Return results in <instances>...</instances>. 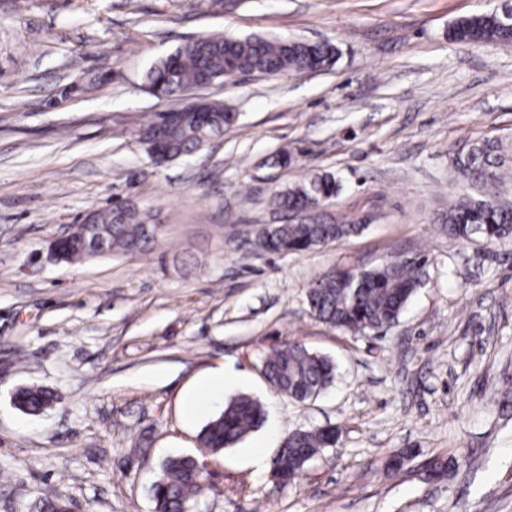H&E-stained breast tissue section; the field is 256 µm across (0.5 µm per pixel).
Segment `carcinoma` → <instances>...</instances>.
<instances>
[{"label": "carcinoma", "instance_id": "cac0c4a2", "mask_svg": "<svg viewBox=\"0 0 512 512\" xmlns=\"http://www.w3.org/2000/svg\"><path fill=\"white\" fill-rule=\"evenodd\" d=\"M448 36L453 41H485L511 47L512 3L503 0L493 10L459 19ZM338 56V47L328 40L210 34L158 59L146 71L145 79L149 84L162 85L172 97L199 85L207 75L221 82L248 73L317 71L333 66ZM206 113L224 120L226 128L237 120L236 113L224 111V105L215 100L206 103ZM217 133L218 128L202 119L177 123L168 131L169 154L181 159ZM507 162L504 148L495 140L476 142L465 154L455 157L457 172L478 194L463 196L448 207L444 222L450 236L466 240L481 237L490 244L512 238V204L500 199ZM339 188L334 175L323 174L276 193L272 206L285 214L298 212L301 219L263 228L269 237V251L306 252L361 232V224H336L326 218L323 204L335 197ZM94 214L97 231L107 240L113 255L140 254L154 242L145 230L151 219L148 209L125 202ZM93 256L94 252L74 240L67 245L65 262L77 263ZM422 276L420 262L407 265L396 259L351 272L334 269L309 288V309L318 320L354 334L388 328L399 321L408 300L421 286ZM264 371L277 391L305 400L332 384L335 365L323 355L285 341L265 358ZM52 402V393L40 386L22 387L14 395L15 405L30 415L44 413ZM264 417V407L258 400L248 395L231 398L202 427L199 442L217 453L240 442L262 424ZM287 446L289 457L307 462L333 443L327 431L316 428L292 433ZM155 486L156 512H183L184 506L204 491L202 471L192 457L168 458Z\"/></svg>", "mask_w": 512, "mask_h": 512}]
</instances>
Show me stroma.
<instances>
[{"mask_svg": "<svg viewBox=\"0 0 512 512\" xmlns=\"http://www.w3.org/2000/svg\"><path fill=\"white\" fill-rule=\"evenodd\" d=\"M499 3L0 0V512L44 499L155 512L151 486L179 454L202 466L201 512H512V241L456 240L442 222L466 192L455 157L482 139L512 147V47L448 38ZM214 32L329 40L341 57L204 89L237 123L152 166L138 132L171 103L144 74ZM324 173L341 184L330 214L366 228L301 254L258 246L274 193ZM125 201L164 226L149 251L50 258L82 215ZM420 257L394 326L354 334L312 316L307 291L327 271ZM286 340L336 361L318 398L265 378ZM222 367L233 384L188 418L186 396ZM32 383L56 397L39 417L11 402ZM240 393L263 404L261 427L200 448ZM319 426L336 446L275 483L284 439ZM401 451L409 462L387 470ZM436 457L448 468L432 477Z\"/></svg>", "mask_w": 512, "mask_h": 512, "instance_id": "35a3bbf8", "label": "stroma"}]
</instances>
